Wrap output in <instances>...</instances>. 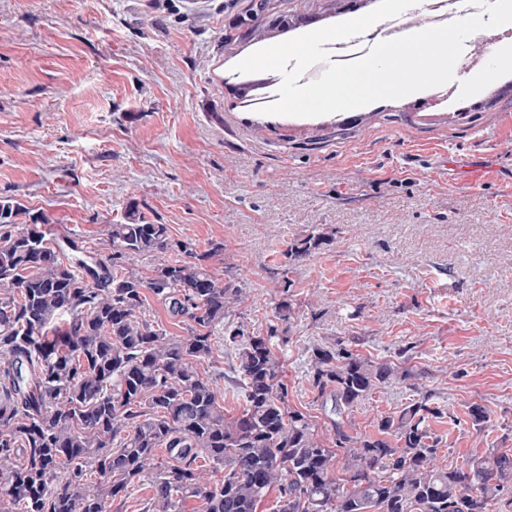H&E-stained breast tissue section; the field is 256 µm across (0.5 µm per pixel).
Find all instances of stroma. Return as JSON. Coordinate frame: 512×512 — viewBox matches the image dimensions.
I'll list each match as a JSON object with an SVG mask.
<instances>
[{
	"instance_id": "obj_1",
	"label": "stroma",
	"mask_w": 512,
	"mask_h": 512,
	"mask_svg": "<svg viewBox=\"0 0 512 512\" xmlns=\"http://www.w3.org/2000/svg\"><path fill=\"white\" fill-rule=\"evenodd\" d=\"M263 2L253 16L250 0H0V197L101 258L131 203L209 254L245 295L203 365L225 415L242 405L225 329L274 324L288 402L323 436L310 356L341 343L417 373L358 405L360 433L426 395L446 460L512 452V92L489 86L461 114L232 111L215 57L243 60L278 20L351 0ZM312 233L330 244L283 288L288 245Z\"/></svg>"
}]
</instances>
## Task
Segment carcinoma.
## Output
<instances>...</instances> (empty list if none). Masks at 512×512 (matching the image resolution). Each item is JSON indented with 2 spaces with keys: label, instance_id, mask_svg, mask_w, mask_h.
I'll use <instances>...</instances> for the list:
<instances>
[{
  "label": "carcinoma",
  "instance_id": "obj_1",
  "mask_svg": "<svg viewBox=\"0 0 512 512\" xmlns=\"http://www.w3.org/2000/svg\"><path fill=\"white\" fill-rule=\"evenodd\" d=\"M23 213L0 197V512H107L145 480V512H182L188 498L199 512H257L271 490L277 512H512V453L438 465L427 399L382 419L373 435L357 431L354 409L410 370L341 344L314 348L329 445L288 404L272 347L278 327L264 336L235 328L224 344L237 351L245 406L227 417L200 366L241 289L132 207L109 225L107 263L73 239L47 238L43 218L17 223ZM327 243L318 234L288 246L285 287L288 267ZM175 251L183 258L172 262ZM142 257L152 259L146 276L132 267ZM147 291L184 334L142 317ZM201 458L224 471L219 482Z\"/></svg>",
  "mask_w": 512,
  "mask_h": 512
}]
</instances>
